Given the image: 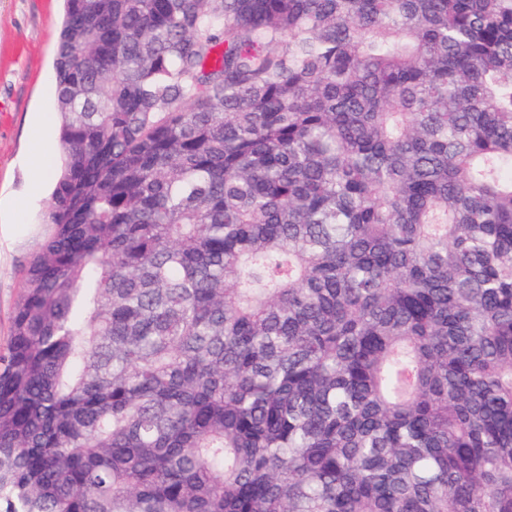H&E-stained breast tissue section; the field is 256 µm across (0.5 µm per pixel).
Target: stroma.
<instances>
[{"instance_id": "stroma-1", "label": "stroma", "mask_w": 512, "mask_h": 512, "mask_svg": "<svg viewBox=\"0 0 512 512\" xmlns=\"http://www.w3.org/2000/svg\"><path fill=\"white\" fill-rule=\"evenodd\" d=\"M61 17L62 0H0V348L50 196L33 187L29 159L53 162L60 151L53 61Z\"/></svg>"}]
</instances>
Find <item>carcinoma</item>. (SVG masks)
<instances>
[{
	"mask_svg": "<svg viewBox=\"0 0 512 512\" xmlns=\"http://www.w3.org/2000/svg\"><path fill=\"white\" fill-rule=\"evenodd\" d=\"M0 512H512V0H65Z\"/></svg>",
	"mask_w": 512,
	"mask_h": 512,
	"instance_id": "carcinoma-1",
	"label": "carcinoma"
}]
</instances>
